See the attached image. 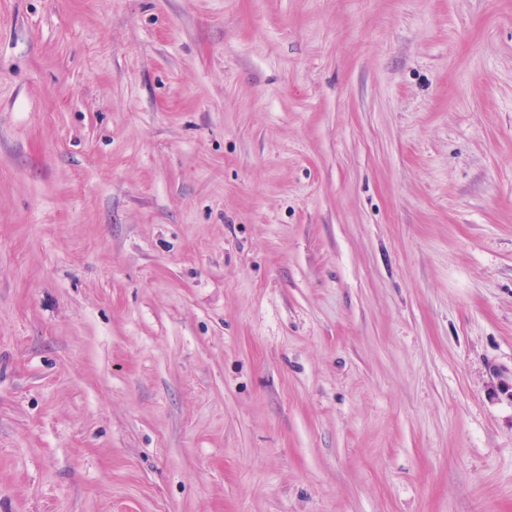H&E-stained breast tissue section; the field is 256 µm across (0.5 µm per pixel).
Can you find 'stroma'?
<instances>
[{"mask_svg": "<svg viewBox=\"0 0 512 512\" xmlns=\"http://www.w3.org/2000/svg\"><path fill=\"white\" fill-rule=\"evenodd\" d=\"M512 0H0V512H512Z\"/></svg>", "mask_w": 512, "mask_h": 512, "instance_id": "35a3bbf8", "label": "stroma"}]
</instances>
